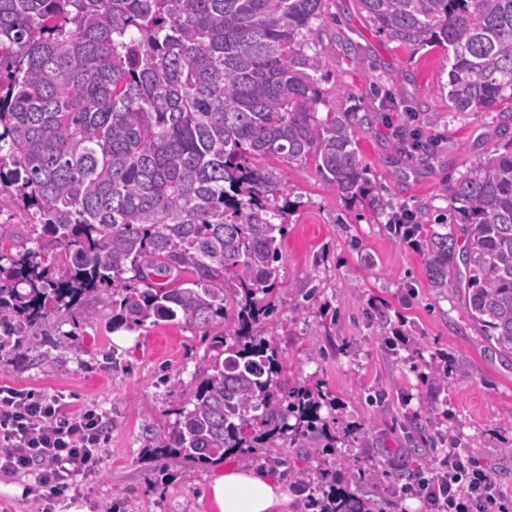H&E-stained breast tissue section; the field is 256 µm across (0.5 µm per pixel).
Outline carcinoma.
Here are the masks:
<instances>
[{
	"label": "carcinoma",
	"mask_w": 512,
	"mask_h": 512,
	"mask_svg": "<svg viewBox=\"0 0 512 512\" xmlns=\"http://www.w3.org/2000/svg\"><path fill=\"white\" fill-rule=\"evenodd\" d=\"M328 0H0V329L17 358L78 304L112 328L217 320L189 398L153 438L160 459L217 464L319 432L321 394L289 386L271 327L290 208L285 168L310 162L345 201L383 215L357 137L382 122L326 99ZM377 32L447 47L448 108L498 114L503 152L449 186L460 203L421 244L431 286L464 289L471 320L512 357V0H358ZM327 109L319 116V107ZM404 163L437 158L424 130L392 127ZM465 244L457 247V237ZM316 512H373L292 473Z\"/></svg>",
	"instance_id": "obj_1"
}]
</instances>
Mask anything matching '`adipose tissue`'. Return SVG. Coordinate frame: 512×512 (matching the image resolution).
Masks as SVG:
<instances>
[{"instance_id":"adipose-tissue-1","label":"adipose tissue","mask_w":512,"mask_h":512,"mask_svg":"<svg viewBox=\"0 0 512 512\" xmlns=\"http://www.w3.org/2000/svg\"><path fill=\"white\" fill-rule=\"evenodd\" d=\"M216 512H288L289 491L267 471L226 466L207 488Z\"/></svg>"}]
</instances>
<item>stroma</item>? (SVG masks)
<instances>
[{"instance_id":"obj_1","label":"stroma","mask_w":512,"mask_h":512,"mask_svg":"<svg viewBox=\"0 0 512 512\" xmlns=\"http://www.w3.org/2000/svg\"><path fill=\"white\" fill-rule=\"evenodd\" d=\"M327 8L326 97L342 87L367 104L374 87H384L397 114L411 113L442 141L439 161L402 167L383 126L358 140L371 185L396 205L419 210V224L429 226L451 212L444 184L496 149V115L450 116L439 92L448 79L445 47L399 46L376 33L357 0H329ZM286 176L293 195L280 241V288L264 323L277 328L289 384L328 394L321 415L336 443L330 448L317 437L315 455L291 448L289 467L276 475L328 469L375 512H422V503L399 489L408 473L439 468L448 447L438 436L450 433L460 454L512 497V361L489 348L461 290L431 287L422 251L393 241L384 216L344 202L313 164L292 165ZM312 289L316 299L306 300ZM86 311L75 306L50 325L51 356L38 349L20 360L0 351V384L58 393L71 409L98 408L112 419L96 474L77 478L71 497L90 512L107 505L115 512H213L205 487L218 465L158 470L148 439L174 422L219 324L141 328L125 348L112 339L110 310L96 308L90 323ZM381 312L386 322H378ZM431 362L447 366V385L428 380ZM414 419L425 425L424 439H411ZM374 470L380 481L366 480Z\"/></svg>"}]
</instances>
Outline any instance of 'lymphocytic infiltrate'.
Segmentation results:
<instances>
[{"instance_id": "lymphocytic-infiltrate-1", "label": "lymphocytic infiltrate", "mask_w": 512, "mask_h": 512, "mask_svg": "<svg viewBox=\"0 0 512 512\" xmlns=\"http://www.w3.org/2000/svg\"><path fill=\"white\" fill-rule=\"evenodd\" d=\"M108 438L103 413L69 412L61 396L0 385V472L33 478L42 489V512L76 476L96 472ZM427 512H512L493 479L460 460L402 490Z\"/></svg>"}]
</instances>
